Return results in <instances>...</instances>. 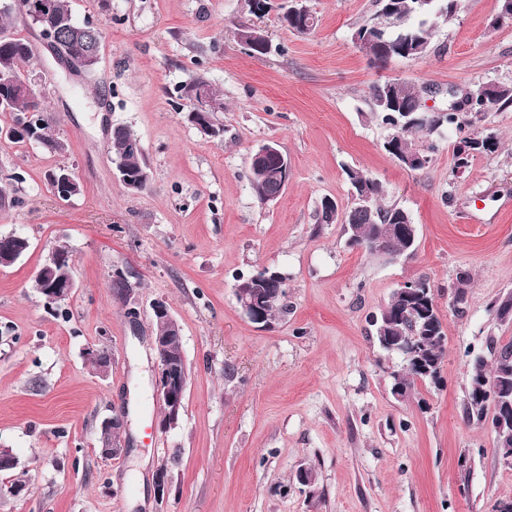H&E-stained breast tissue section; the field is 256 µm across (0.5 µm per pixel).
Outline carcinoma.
Instances as JSON below:
<instances>
[{"label":"carcinoma","mask_w":512,"mask_h":512,"mask_svg":"<svg viewBox=\"0 0 512 512\" xmlns=\"http://www.w3.org/2000/svg\"><path fill=\"white\" fill-rule=\"evenodd\" d=\"M53 22L58 27L60 37L80 53L88 46V38L92 33L90 26L85 31L73 33L74 22L68 0H52ZM458 0H434L422 4L420 0H391V10L387 13L389 26L379 28L366 20L353 33L354 41L366 52L369 60L381 65L390 58L409 59L421 57L429 48L438 22H452L457 14ZM249 39L253 46L248 51L256 55L269 53L267 45L270 40L265 32L256 27L249 31ZM33 58L31 45L23 38L8 35L7 41H0V67L6 68L17 81L25 77V64ZM476 85L475 90H480ZM483 90V89H481ZM372 114L381 124L393 130L395 138L384 143V149L397 158L401 155H412L414 151L409 142L417 140L423 143L420 155L427 158L436 150V145L430 142L431 136L439 130L455 127L463 130L466 122L454 112L437 115L433 112H423V119L418 129L403 128L406 117L403 109L411 106H422L421 89L409 80L399 84L392 80L377 82L370 88ZM0 99L7 105L0 106V112H10L13 124L27 119L30 114H40L45 117L37 127L38 143L54 151H65V145L55 135L56 119L48 112L45 101L41 98L31 99L14 88L0 86ZM512 106V84L493 83L483 90V96L474 99L472 118L481 121L491 112H502ZM135 131L120 125L112 129L111 153L112 159L118 161L130 176H138L148 170L143 153L133 151L128 146ZM479 135H465L454 148V165L452 174L464 172L474 157L482 153H491L497 148L496 137H491L489 144L475 145ZM352 192L355 195L365 194L370 197V207L353 206L348 212L347 233L355 237L357 245L372 254L391 253L400 255L407 241L396 228L402 224L412 223L410 213L396 205L382 203V187L379 182L370 178L357 169H347ZM25 181L21 172H13L4 176V186L0 188V211H5L18 203V198L10 194L12 187ZM250 182L256 198L267 203L275 200L279 192V184L274 181L269 172L261 173L250 170ZM55 255L60 259L54 270V277L62 278L72 273V258L68 249L59 247ZM284 289L282 296L273 299L266 306L268 320L275 319L279 313L288 310L286 302L287 284H281ZM427 293L421 297H405L393 293L391 300L372 315L376 326L379 346L386 352L396 353L406 357L399 350L398 342L402 337L413 341L415 348L423 356L430 369L428 375H417L414 368L407 366L394 373L392 391L400 396L411 393L417 382L436 383L441 379V368L444 352L441 346L445 336L443 324L436 314L433 302L436 301L431 286H426ZM487 351L491 363L478 356L474 359L472 375L468 383L466 414L470 420L479 423L491 418L496 423L497 406L489 395L497 396L503 402L512 404V341L505 344L490 338L487 340Z\"/></svg>","instance_id":"1"}]
</instances>
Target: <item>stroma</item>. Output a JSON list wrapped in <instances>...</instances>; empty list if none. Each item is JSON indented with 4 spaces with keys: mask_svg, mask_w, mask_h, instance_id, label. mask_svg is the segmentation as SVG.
<instances>
[{
    "mask_svg": "<svg viewBox=\"0 0 512 512\" xmlns=\"http://www.w3.org/2000/svg\"><path fill=\"white\" fill-rule=\"evenodd\" d=\"M308 5L316 27L301 36L277 12L256 18L247 0H70L76 21L103 30L101 60L81 78L55 63L37 28L11 24L34 50L26 71L43 79L67 151L13 142L12 116L0 112V175L25 176L0 235L30 243L0 267V453L17 460L0 483L27 487L0 498V512H492L512 500V467L490 423L464 415L474 358L489 337L512 340V319L492 309L512 295V108L478 123L499 145L457 176L456 131L441 130L427 166L410 171L384 149L390 131L369 108L371 86L387 78L418 84L430 111L447 107L449 90L512 83V25L493 26L497 0H459L422 57L377 68L352 40L375 0ZM242 24L262 28L274 52L249 54L236 37ZM198 77L223 97L222 137L185 117L178 89ZM119 124L147 159L150 183L138 192L112 174ZM270 141L291 173L263 204L249 156ZM59 165L81 184L68 201L45 184ZM349 167L410 212L413 256L383 261L349 246L344 223H320L323 199L342 215L352 206ZM60 246L75 286L51 308L31 278ZM116 267L133 274L132 302L110 286ZM263 268L288 285L287 312L266 326L246 318L234 292ZM419 278L436 296L444 362L440 384L401 398L391 392L401 359L379 347L370 316ZM158 299L181 327L189 368L185 412L167 431L153 387ZM90 348L111 352L108 371L92 367ZM121 407L129 450L102 457L100 424ZM162 465L173 484L160 506ZM307 466L311 489L297 480Z\"/></svg>",
    "mask_w": 512,
    "mask_h": 512,
    "instance_id": "35a3bbf8",
    "label": "stroma"
}]
</instances>
